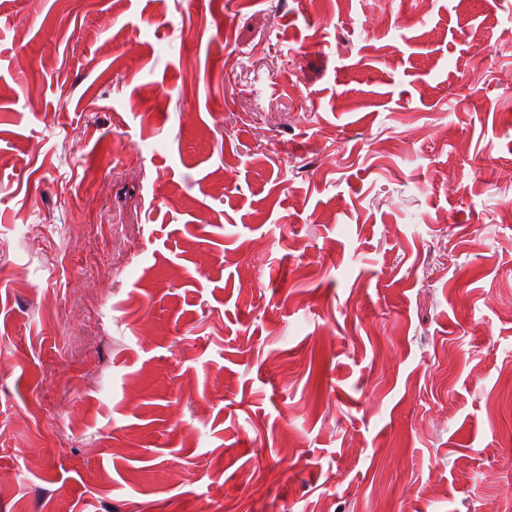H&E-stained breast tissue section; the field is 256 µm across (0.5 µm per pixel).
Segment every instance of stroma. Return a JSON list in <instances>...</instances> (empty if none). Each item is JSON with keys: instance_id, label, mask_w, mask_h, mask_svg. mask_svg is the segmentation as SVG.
Wrapping results in <instances>:
<instances>
[{"instance_id": "1", "label": "stroma", "mask_w": 512, "mask_h": 512, "mask_svg": "<svg viewBox=\"0 0 512 512\" xmlns=\"http://www.w3.org/2000/svg\"><path fill=\"white\" fill-rule=\"evenodd\" d=\"M512 0H0V512H502Z\"/></svg>"}]
</instances>
